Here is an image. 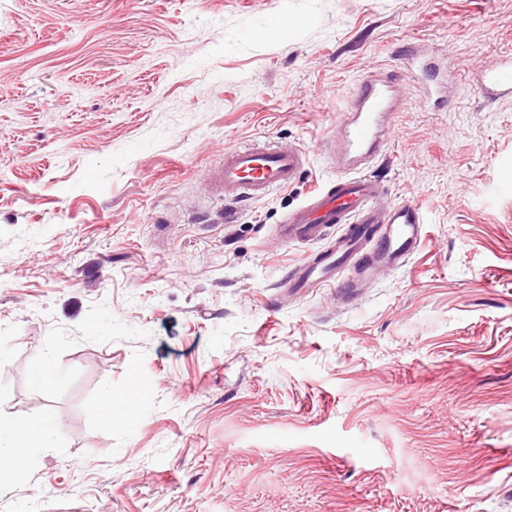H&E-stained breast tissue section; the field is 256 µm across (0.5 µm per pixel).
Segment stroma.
I'll return each instance as SVG.
<instances>
[{"label":"stroma","mask_w":512,"mask_h":512,"mask_svg":"<svg viewBox=\"0 0 512 512\" xmlns=\"http://www.w3.org/2000/svg\"><path fill=\"white\" fill-rule=\"evenodd\" d=\"M416 44L444 103L371 172L419 247L351 303L288 293L321 245L278 226ZM505 52L512 0H0V412L55 425L0 512H512V99L472 80ZM258 140L306 170L225 203L212 168Z\"/></svg>","instance_id":"35a3bbf8"}]
</instances>
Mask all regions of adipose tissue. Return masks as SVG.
<instances>
[{
  "label": "adipose tissue",
  "instance_id": "1",
  "mask_svg": "<svg viewBox=\"0 0 512 512\" xmlns=\"http://www.w3.org/2000/svg\"><path fill=\"white\" fill-rule=\"evenodd\" d=\"M48 419L0 414V481L14 479L36 465L52 446Z\"/></svg>",
  "mask_w": 512,
  "mask_h": 512
}]
</instances>
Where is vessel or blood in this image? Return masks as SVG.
I'll use <instances>...</instances> for the list:
<instances>
[{"instance_id":"vessel-or-blood-1","label":"vessel or blood","mask_w":512,"mask_h":512,"mask_svg":"<svg viewBox=\"0 0 512 512\" xmlns=\"http://www.w3.org/2000/svg\"><path fill=\"white\" fill-rule=\"evenodd\" d=\"M403 60V71L381 70L360 81L336 124L334 181L289 212L279 227L287 244L314 242L335 226L343 228L328 246L293 268L286 281L292 291L329 287L340 298L355 299L358 283L343 277V270L357 265L361 277L367 279L381 268L403 265L423 237L419 207L401 201L381 210L378 200L385 189L367 173L371 163L384 154L395 119L407 101L432 107L441 103L434 63L415 46L405 52ZM479 85L484 93L512 97V54L501 56L486 69ZM306 163V152L298 149L262 143L232 146L225 148L224 161L210 184L228 202L261 199L292 185Z\"/></svg>"}]
</instances>
